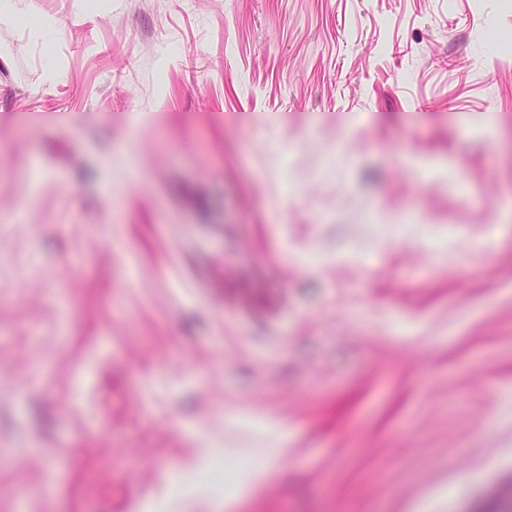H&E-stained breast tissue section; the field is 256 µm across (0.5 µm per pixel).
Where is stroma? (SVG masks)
<instances>
[{
  "label": "stroma",
  "instance_id": "obj_1",
  "mask_svg": "<svg viewBox=\"0 0 512 512\" xmlns=\"http://www.w3.org/2000/svg\"><path fill=\"white\" fill-rule=\"evenodd\" d=\"M35 6L0 20V512L511 492L512 0ZM206 446L276 470L171 483Z\"/></svg>",
  "mask_w": 512,
  "mask_h": 512
}]
</instances>
